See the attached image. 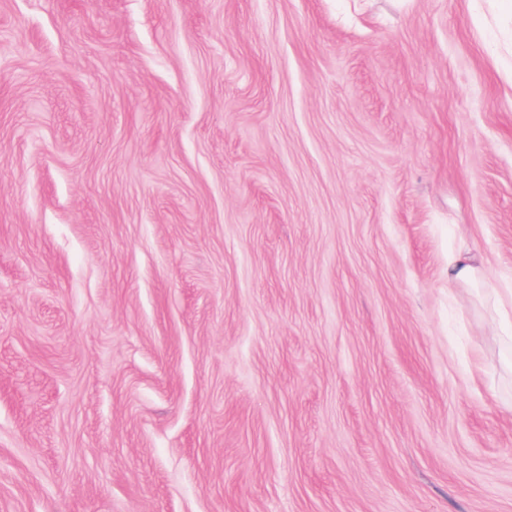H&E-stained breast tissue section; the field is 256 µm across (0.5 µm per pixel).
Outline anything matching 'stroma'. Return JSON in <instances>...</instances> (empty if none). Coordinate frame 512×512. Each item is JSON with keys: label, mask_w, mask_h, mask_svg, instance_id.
I'll return each mask as SVG.
<instances>
[{"label": "stroma", "mask_w": 512, "mask_h": 512, "mask_svg": "<svg viewBox=\"0 0 512 512\" xmlns=\"http://www.w3.org/2000/svg\"><path fill=\"white\" fill-rule=\"evenodd\" d=\"M510 39L0 0V512H512ZM481 267L471 251L459 249L448 264V280L454 283H473L481 279Z\"/></svg>", "instance_id": "stroma-1"}]
</instances>
